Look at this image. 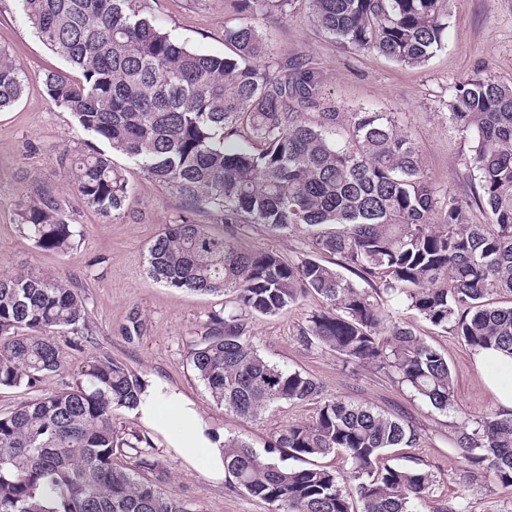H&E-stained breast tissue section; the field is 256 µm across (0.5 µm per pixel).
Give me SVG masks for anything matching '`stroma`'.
<instances>
[{
	"mask_svg": "<svg viewBox=\"0 0 512 512\" xmlns=\"http://www.w3.org/2000/svg\"><path fill=\"white\" fill-rule=\"evenodd\" d=\"M147 3L161 28L202 53H224L225 27L257 22L269 44L270 62L312 60L321 72L326 98L339 112L395 113L401 127L415 137L435 184L460 198L473 192L464 167L469 138L449 122L445 104L455 86L479 68L494 80L512 82V0H452L445 44L420 68L397 64L374 52L345 51L303 10L281 17L256 10L236 14L226 8L225 0ZM0 50L9 53L27 76L21 101L0 112V271L33 268L82 283L93 334L78 343L61 337L70 370L81 369L96 352H108L153 384L182 392L214 429L246 441L261 453L284 425L311 420L318 409L314 401L278 404L252 420L210 402L186 352L200 337L209 315L223 311L229 298L168 288L146 272L148 248L175 217L178 197L146 178L131 160L117 155L113 161L124 170L132 188L126 215L108 222L83 207L72 193L60 159L86 136L70 112L51 102L43 85L46 73L65 74L69 67L38 40L18 0H0ZM36 184L66 200L69 219L82 232L68 254L39 251L16 228L18 204ZM195 219L218 233L233 231L249 249L272 250L295 261L307 252L298 233L274 236L260 224L230 229L221 215L206 210ZM382 304L446 355L455 386L452 410L441 412L415 399L374 367L346 368L335 352L304 345L299 328L308 314L321 309L318 296H308L275 316L254 317L252 340L269 361L314 378L327 395L373 406L420 429L425 437L422 447L388 449L384 461L430 471L434 476L427 496L430 503L461 498L469 512H512V490L502 488L490 474L473 483L460 479V457L449 447L456 427L495 405L471 349L461 337L417 316L402 300L386 297ZM134 310L145 327L141 336L130 341L120 328ZM148 435L168 466L166 490L188 502L193 512H270L268 504L232 482L211 479L204 464H189L172 449L168 434L152 429Z\"/></svg>",
	"mask_w": 512,
	"mask_h": 512,
	"instance_id": "obj_1",
	"label": "stroma"
}]
</instances>
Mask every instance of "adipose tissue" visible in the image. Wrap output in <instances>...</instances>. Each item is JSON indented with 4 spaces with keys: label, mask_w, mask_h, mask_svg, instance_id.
Returning <instances> with one entry per match:
<instances>
[{
    "label": "adipose tissue",
    "mask_w": 512,
    "mask_h": 512,
    "mask_svg": "<svg viewBox=\"0 0 512 512\" xmlns=\"http://www.w3.org/2000/svg\"><path fill=\"white\" fill-rule=\"evenodd\" d=\"M474 364L498 408L512 413V356L481 350L475 353ZM135 414L155 429L172 432V445L180 454L189 459L203 458L208 476L224 480V438L200 418L193 403L182 393L175 390L160 396L147 393Z\"/></svg>",
    "instance_id": "adipose-tissue-1"
}]
</instances>
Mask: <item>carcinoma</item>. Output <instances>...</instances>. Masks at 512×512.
<instances>
[{
    "label": "carcinoma",
    "instance_id": "obj_1",
    "mask_svg": "<svg viewBox=\"0 0 512 512\" xmlns=\"http://www.w3.org/2000/svg\"><path fill=\"white\" fill-rule=\"evenodd\" d=\"M40 40L78 77L49 72V98L75 117L91 144L64 154L80 203L106 218L124 212L130 188L112 155L132 160L180 199L148 250L147 274L169 288L232 294L187 360L210 401L253 419L270 406L321 399L311 421L273 435L266 455L224 439L236 487L271 512H416L433 474L382 462L388 448H417L421 432L370 406L323 396L300 371L256 348L255 315L273 316L315 294L325 308L301 329L310 345L346 365L369 364L433 408H454L445 356L390 319L377 300L408 309L472 349L512 355V83L479 74L459 82L448 119L470 135L469 201L431 181L412 134L393 113L354 112L339 144L340 113L316 67L265 64L269 46L252 23L224 27L229 52L190 49L161 29L147 0H19ZM239 13L289 16L298 0H225ZM311 21L344 47L424 66L444 42L450 0H304ZM25 90V73L0 51V111ZM55 192L38 188L19 205L17 228L34 247L74 249L80 231ZM208 207L226 224H262L273 235L304 232L297 262L244 248L199 224ZM478 209L482 220L468 217ZM336 257L329 266L320 257ZM349 271L369 285L343 275ZM90 336L84 289L27 269L0 274V387L37 388L65 371L56 336ZM149 382L100 352L55 392L0 413V512H192L163 488L168 469L151 438L114 421L138 408ZM452 448L470 473L512 488V416L495 409L456 428ZM341 454L346 474L289 467ZM356 483L353 501L344 483Z\"/></svg>",
    "mask_w": 512,
    "mask_h": 512
}]
</instances>
